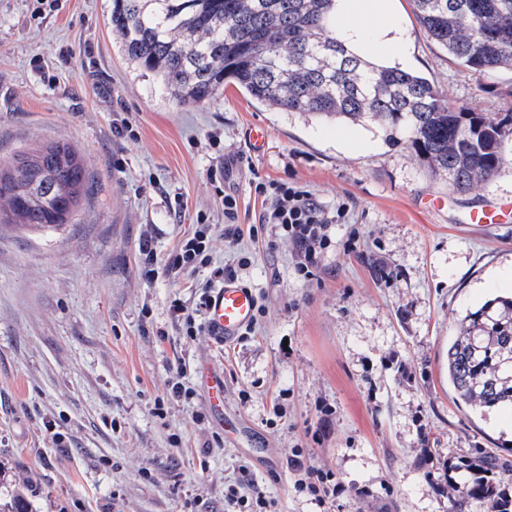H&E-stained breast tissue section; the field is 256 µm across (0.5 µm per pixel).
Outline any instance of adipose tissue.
<instances>
[{
  "label": "adipose tissue",
  "instance_id": "obj_1",
  "mask_svg": "<svg viewBox=\"0 0 512 512\" xmlns=\"http://www.w3.org/2000/svg\"><path fill=\"white\" fill-rule=\"evenodd\" d=\"M396 0H337V37L357 49L375 47L379 54L399 56L402 32L394 20Z\"/></svg>",
  "mask_w": 512,
  "mask_h": 512
}]
</instances>
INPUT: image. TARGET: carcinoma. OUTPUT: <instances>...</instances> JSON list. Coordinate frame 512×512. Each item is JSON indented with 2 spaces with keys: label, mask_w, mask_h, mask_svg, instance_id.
I'll return each mask as SVG.
<instances>
[{
  "label": "carcinoma",
  "mask_w": 512,
  "mask_h": 512,
  "mask_svg": "<svg viewBox=\"0 0 512 512\" xmlns=\"http://www.w3.org/2000/svg\"><path fill=\"white\" fill-rule=\"evenodd\" d=\"M429 36L456 63L481 75L512 70V0H413ZM112 30L127 60L159 79L177 103L203 104L224 85L281 112L370 121L403 132L448 186L466 193L506 161L512 113L467 112L426 77L371 63L336 38V0H112ZM0 170V218L41 229L68 222L88 175L77 153L52 144L16 153ZM509 341L512 299L468 315L449 346L448 382L466 405L512 407V367L496 354ZM456 485L452 512L472 500L512 512V461L481 452Z\"/></svg>",
  "instance_id": "cac0c4a2"
}]
</instances>
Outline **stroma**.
<instances>
[{
    "label": "stroma",
    "mask_w": 512,
    "mask_h": 512,
    "mask_svg": "<svg viewBox=\"0 0 512 512\" xmlns=\"http://www.w3.org/2000/svg\"><path fill=\"white\" fill-rule=\"evenodd\" d=\"M33 7L0 0V160L65 144L88 188L61 229L0 223L1 505L27 475L31 512H228L231 487L274 512H448L449 467L484 450L512 460V410L465 405L444 370L467 313L512 295V223L465 221L512 197V143L493 179L459 193L374 124L277 112L230 86L176 104L123 59L112 0H59L37 17ZM397 20L406 68L466 111L512 113V72L452 63L412 0H399ZM123 120L133 136L116 134ZM223 163L228 175L210 182ZM268 178L347 208L313 278L298 275L295 246L274 228L247 233L262 211L254 184ZM228 192L243 231L232 243ZM436 198L447 207L425 208ZM199 210L215 265L252 254L248 279L266 310L226 347L172 320L170 302L193 298V277L151 281L137 265L141 237L167 256ZM205 361L224 370L236 442L207 414ZM178 377L192 400L171 399ZM48 421L67 447L52 444ZM295 454L340 493L299 490Z\"/></svg>",
    "instance_id": "obj_1"
}]
</instances>
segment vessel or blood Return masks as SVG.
Segmentation results:
<instances>
[{
  "label": "vessel or blood",
  "instance_id": "obj_1",
  "mask_svg": "<svg viewBox=\"0 0 512 512\" xmlns=\"http://www.w3.org/2000/svg\"><path fill=\"white\" fill-rule=\"evenodd\" d=\"M469 220L474 224H508L512 222V199L487 203L472 209ZM255 300L251 291L237 281L228 280L215 290L206 309L209 333L221 344H229L240 336L254 313ZM200 381L211 410L224 414V372L211 364L199 368Z\"/></svg>",
  "mask_w": 512,
  "mask_h": 512
}]
</instances>
